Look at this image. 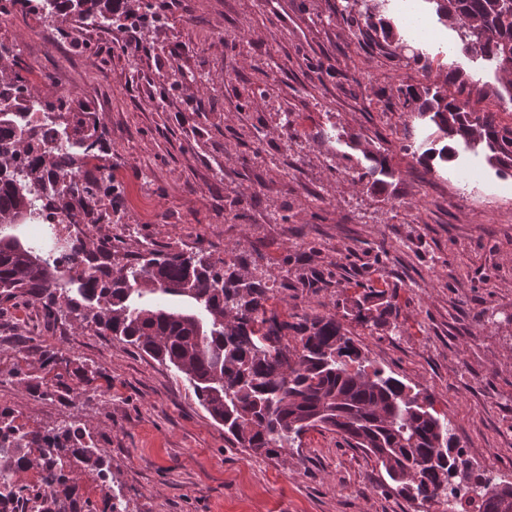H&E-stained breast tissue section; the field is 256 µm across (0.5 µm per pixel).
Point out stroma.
Masks as SVG:
<instances>
[{
	"mask_svg": "<svg viewBox=\"0 0 512 512\" xmlns=\"http://www.w3.org/2000/svg\"><path fill=\"white\" fill-rule=\"evenodd\" d=\"M150 2L155 17L93 32L0 15L35 94L75 86L107 132L114 210L91 232L113 263L200 247L265 283L283 319L336 315L368 365L447 415L472 467L512 481V177L466 152L421 163L400 103L455 66L479 88L472 107L512 124L492 67L431 0H387L396 48L350 24L358 0ZM376 156L388 173L370 174ZM370 277L394 295L378 327L350 315ZM29 375L72 390L39 397ZM3 408L29 430L69 419L92 433L130 512H434L331 431L237 447L183 375L22 296L0 302Z\"/></svg>",
	"mask_w": 512,
	"mask_h": 512,
	"instance_id": "1",
	"label": "stroma"
}]
</instances>
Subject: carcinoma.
<instances>
[{"mask_svg": "<svg viewBox=\"0 0 512 512\" xmlns=\"http://www.w3.org/2000/svg\"><path fill=\"white\" fill-rule=\"evenodd\" d=\"M48 17H77L117 25L135 14L133 0H51ZM466 49L512 73V0H433ZM380 0L366 8L367 28L391 38ZM0 102L26 106L33 100L51 113L57 138L17 115L0 118V224H40L48 239L24 245L0 234V301L28 295L50 316L65 315L151 355L181 373L199 404L224 425V434L255 454L270 453L311 429L333 431L352 447L369 452L403 496L443 507L455 489L474 487L482 512H512V482L493 483L474 470L451 432L448 418L429 398L402 381L368 369L360 349L334 315L313 314L291 324L268 305L261 282L226 272L198 249L161 253L149 246L136 262L112 267V239L89 236L61 242L57 217L70 224L100 223L101 202L112 198L114 172L106 158L105 132L89 103L76 95L41 98L31 92L12 48L0 44ZM454 92L411 90L403 111L434 127L418 159L448 163L455 145L485 152L499 173L512 172V126L491 112L470 107L476 82L459 69L448 71ZM69 115L71 120L60 119ZM85 169L80 185L71 172ZM70 262L73 275L59 283ZM86 265L80 271L74 266ZM352 312L363 323H386L392 296L372 283ZM296 333L295 346L284 342ZM97 473L108 482L104 448L76 425L64 421L40 432L15 423L0 411V503L15 512H91L74 474ZM32 471L35 484L16 475Z\"/></svg>", "mask_w": 512, "mask_h": 512, "instance_id": "obj_1", "label": "carcinoma"}]
</instances>
